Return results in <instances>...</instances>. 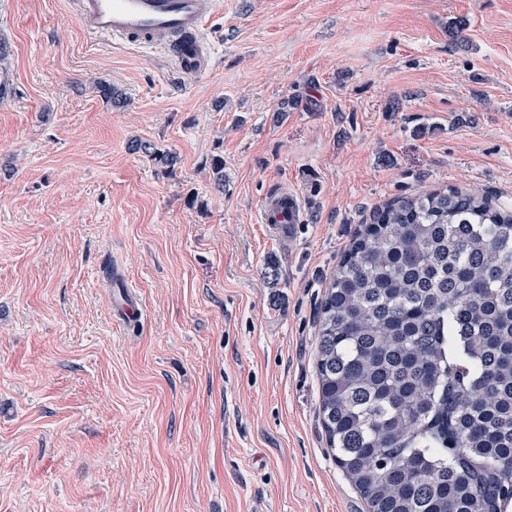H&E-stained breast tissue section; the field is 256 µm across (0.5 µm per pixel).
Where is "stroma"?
Returning <instances> with one entry per match:
<instances>
[{
  "instance_id": "1",
  "label": "stroma",
  "mask_w": 512,
  "mask_h": 512,
  "mask_svg": "<svg viewBox=\"0 0 512 512\" xmlns=\"http://www.w3.org/2000/svg\"><path fill=\"white\" fill-rule=\"evenodd\" d=\"M223 3L185 78L71 0H0V512H366L319 417L330 276L374 207H512V0ZM301 205L298 196L287 185H276L264 196L261 209V224L274 238L282 241L292 239L301 220ZM119 289V296L117 304L113 313V321L117 325H126L132 321L137 320L142 316V310L140 308V301L136 293L132 292L128 288H133L130 285H117Z\"/></svg>"
}]
</instances>
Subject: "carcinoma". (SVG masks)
Listing matches in <instances>:
<instances>
[{
	"mask_svg": "<svg viewBox=\"0 0 512 512\" xmlns=\"http://www.w3.org/2000/svg\"><path fill=\"white\" fill-rule=\"evenodd\" d=\"M316 368L328 447L367 512H503L512 211L459 190L373 210L327 287Z\"/></svg>",
	"mask_w": 512,
	"mask_h": 512,
	"instance_id": "carcinoma-1",
	"label": "carcinoma"
}]
</instances>
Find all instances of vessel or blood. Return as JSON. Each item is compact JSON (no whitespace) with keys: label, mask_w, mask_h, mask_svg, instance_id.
Wrapping results in <instances>:
<instances>
[{"label":"vessel or blood","mask_w":512,"mask_h":512,"mask_svg":"<svg viewBox=\"0 0 512 512\" xmlns=\"http://www.w3.org/2000/svg\"><path fill=\"white\" fill-rule=\"evenodd\" d=\"M220 9L221 0H74L75 16L88 35L163 49L177 72L194 76L212 67L204 32ZM260 216L272 237L292 239L301 222L300 200L287 186H274L262 200ZM141 315L137 294L121 290L114 323Z\"/></svg>","instance_id":"b4317fda"}]
</instances>
